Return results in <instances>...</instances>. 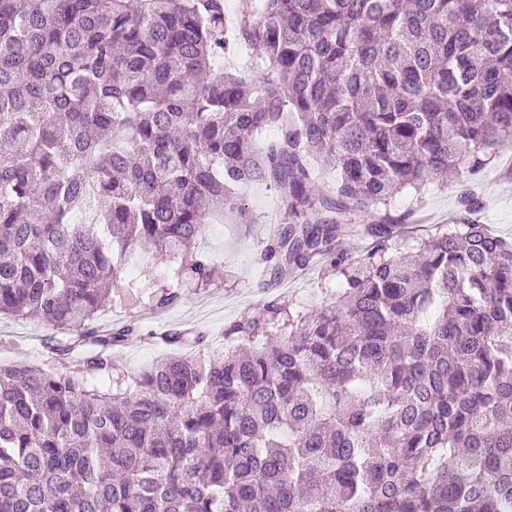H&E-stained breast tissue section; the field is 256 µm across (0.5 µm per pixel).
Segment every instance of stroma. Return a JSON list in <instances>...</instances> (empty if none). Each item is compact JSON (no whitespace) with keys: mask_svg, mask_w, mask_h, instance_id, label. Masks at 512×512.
Returning <instances> with one entry per match:
<instances>
[{"mask_svg":"<svg viewBox=\"0 0 512 512\" xmlns=\"http://www.w3.org/2000/svg\"><path fill=\"white\" fill-rule=\"evenodd\" d=\"M477 199L480 208L473 218L488 225L496 235L512 239V143L502 144L496 158L480 172L465 178L449 177L420 190L404 189L392 201V216L408 215L407 232L390 240L392 253L409 252L412 245L460 223L465 215L463 197ZM288 205L274 183L258 181L237 204L212 213L203 226L198 250L219 271L205 289L182 282L178 272L183 256L164 257L147 266L130 268L125 279L112 289V305L92 327L105 333L128 325L139 327L142 339L114 347L112 361L118 371L136 376L154 360L174 353L160 335L170 326L179 330H209L212 342L224 339L234 322L258 315L266 305L285 302L291 309L315 311L331 297L338 276L327 265L313 267L303 276L280 284L261 256L273 243L274 227L289 223ZM175 292L167 306L156 304L155 292ZM45 331L32 324L0 318V364L30 363L69 373L74 364L52 353L45 345Z\"/></svg>","mask_w":512,"mask_h":512,"instance_id":"stroma-1","label":"stroma"}]
</instances>
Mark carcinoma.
<instances>
[{
	"mask_svg": "<svg viewBox=\"0 0 512 512\" xmlns=\"http://www.w3.org/2000/svg\"><path fill=\"white\" fill-rule=\"evenodd\" d=\"M240 45L266 73L224 68ZM509 140L512 0H0V317L85 349L0 365V512H512V241L465 218L387 247L398 193ZM259 180L296 218L274 277L321 257L336 296L115 373L142 336L87 328L106 290L176 254L208 286L202 224Z\"/></svg>",
	"mask_w": 512,
	"mask_h": 512,
	"instance_id": "1",
	"label": "carcinoma"
}]
</instances>
